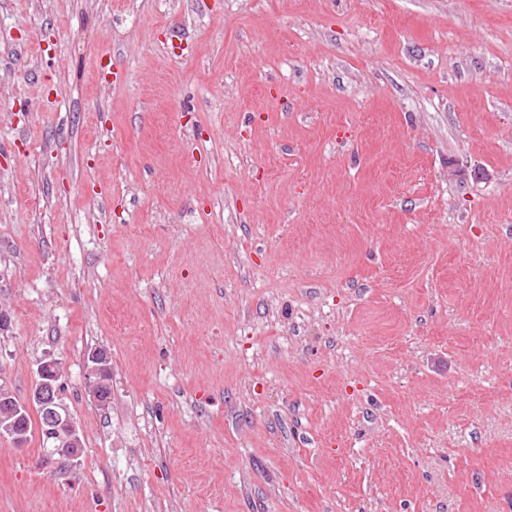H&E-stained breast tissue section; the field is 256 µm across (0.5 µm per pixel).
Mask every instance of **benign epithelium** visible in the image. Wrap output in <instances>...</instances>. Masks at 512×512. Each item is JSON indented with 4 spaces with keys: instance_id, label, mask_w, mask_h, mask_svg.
Returning <instances> with one entry per match:
<instances>
[{
    "instance_id": "obj_1",
    "label": "benign epithelium",
    "mask_w": 512,
    "mask_h": 512,
    "mask_svg": "<svg viewBox=\"0 0 512 512\" xmlns=\"http://www.w3.org/2000/svg\"><path fill=\"white\" fill-rule=\"evenodd\" d=\"M109 361L110 355L106 350L95 349L88 354L85 364L87 375L92 378L93 399L101 407L108 405L111 394V378L106 374ZM63 371L62 361L55 357L49 356L39 364L37 372L42 377V390L32 394L26 403L0 408L1 437L11 438L17 448L24 447V438L15 430L17 415L38 404L45 409L44 425L47 436L59 440L53 453L70 458L79 457L82 441L76 422L61 403L54 401L59 396Z\"/></svg>"
}]
</instances>
